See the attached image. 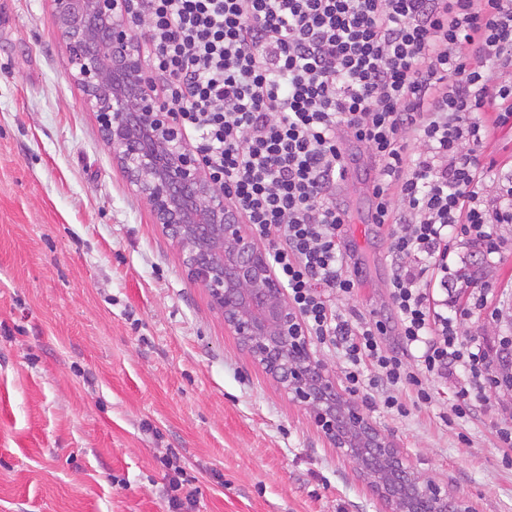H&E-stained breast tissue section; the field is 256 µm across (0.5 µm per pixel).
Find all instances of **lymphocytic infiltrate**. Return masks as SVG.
Returning a JSON list of instances; mask_svg holds the SVG:
<instances>
[{"mask_svg":"<svg viewBox=\"0 0 512 512\" xmlns=\"http://www.w3.org/2000/svg\"><path fill=\"white\" fill-rule=\"evenodd\" d=\"M148 56L214 183L268 246L310 341L340 350L346 389L381 388L406 415L454 379L456 418L512 384V344L464 340L454 242L473 274L501 256L512 171L488 177L480 152L512 126V0H138ZM353 137L375 164L376 224H391L386 324L337 312L352 296L336 200ZM374 374H367L366 366Z\"/></svg>","mask_w":512,"mask_h":512,"instance_id":"1","label":"lymphocytic infiltrate"}]
</instances>
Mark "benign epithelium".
Returning <instances> with one entry per match:
<instances>
[{
  "instance_id": "benign-epithelium-1",
  "label": "benign epithelium",
  "mask_w": 512,
  "mask_h": 512,
  "mask_svg": "<svg viewBox=\"0 0 512 512\" xmlns=\"http://www.w3.org/2000/svg\"><path fill=\"white\" fill-rule=\"evenodd\" d=\"M135 0H53L52 21L66 42L68 63L85 105L97 113L104 141L156 223L177 242L189 278L206 288L224 325L292 401L303 406L329 444L354 462L383 512H475L448 494L343 396L329 366L308 347L303 326L266 249L230 209L187 143L174 112L157 93L141 37L129 26ZM343 415L347 426L336 423ZM358 448H381L409 475L406 495L393 476L358 459Z\"/></svg>"
}]
</instances>
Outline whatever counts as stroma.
<instances>
[{
  "label": "stroma",
  "instance_id": "stroma-1",
  "mask_svg": "<svg viewBox=\"0 0 512 512\" xmlns=\"http://www.w3.org/2000/svg\"><path fill=\"white\" fill-rule=\"evenodd\" d=\"M51 0H0V512H170L177 456L193 512H380L355 466L257 365L187 276L175 242L129 186L86 108ZM336 192L352 214L343 313L377 317L397 348L389 226L365 223L367 167ZM508 251L460 300L494 291L499 320L460 324L492 347L512 337ZM367 419L475 512H512V392L443 423L453 383L402 417L358 398Z\"/></svg>",
  "mask_w": 512,
  "mask_h": 512
}]
</instances>
